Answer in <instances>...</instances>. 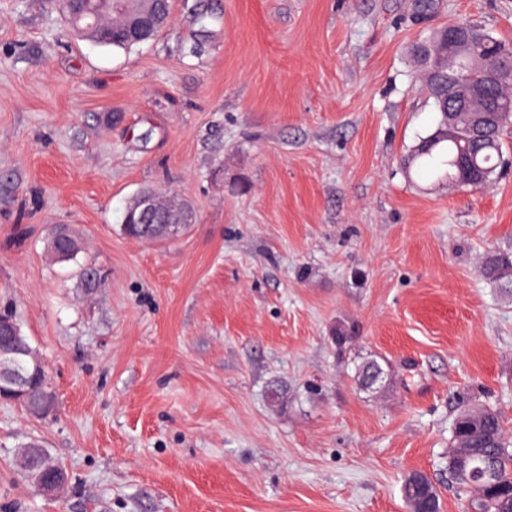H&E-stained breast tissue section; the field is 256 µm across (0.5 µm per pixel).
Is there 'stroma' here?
<instances>
[{
  "instance_id": "1",
  "label": "stroma",
  "mask_w": 512,
  "mask_h": 512,
  "mask_svg": "<svg viewBox=\"0 0 512 512\" xmlns=\"http://www.w3.org/2000/svg\"><path fill=\"white\" fill-rule=\"evenodd\" d=\"M414 4L171 0L125 51L60 0H0V310L56 396L0 402V512H406L416 471L464 512L461 405L512 432V293L479 271L512 256V167L482 189L405 167L438 123L409 47L450 21L512 42V0ZM145 189L191 205L184 234H124ZM33 442L58 493L20 467Z\"/></svg>"
}]
</instances>
